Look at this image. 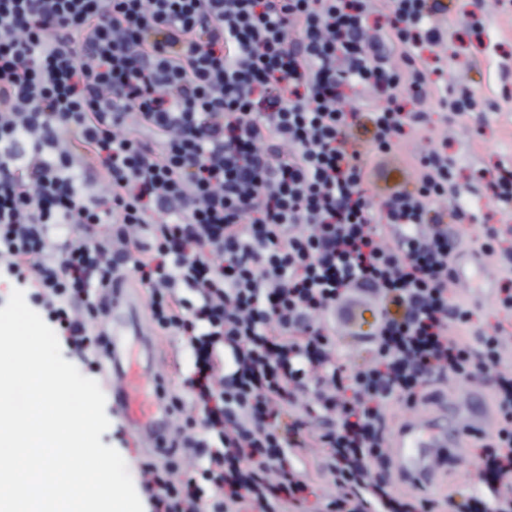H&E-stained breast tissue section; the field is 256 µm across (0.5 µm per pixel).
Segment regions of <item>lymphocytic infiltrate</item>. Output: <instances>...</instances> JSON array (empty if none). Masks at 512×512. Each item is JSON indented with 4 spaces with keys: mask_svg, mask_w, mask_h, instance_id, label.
Instances as JSON below:
<instances>
[{
    "mask_svg": "<svg viewBox=\"0 0 512 512\" xmlns=\"http://www.w3.org/2000/svg\"><path fill=\"white\" fill-rule=\"evenodd\" d=\"M446 0H0V271L32 282L59 336L113 278L193 354L194 412L143 460L151 512H512V373L497 333L448 292L455 159L432 109L461 118L424 52ZM432 141L427 152L415 139ZM406 169L408 181L395 180ZM95 175L100 190L88 194ZM374 321L361 330L364 312ZM368 353L354 364L337 338ZM456 380L496 426L463 498L396 494L393 406ZM325 448L320 496L302 451Z\"/></svg>",
    "mask_w": 512,
    "mask_h": 512,
    "instance_id": "f902f5d3",
    "label": "lymphocytic infiltrate"
}]
</instances>
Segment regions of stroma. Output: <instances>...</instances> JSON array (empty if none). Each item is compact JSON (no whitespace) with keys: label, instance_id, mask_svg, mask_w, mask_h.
Returning a JSON list of instances; mask_svg holds the SVG:
<instances>
[{"label":"stroma","instance_id":"stroma-1","mask_svg":"<svg viewBox=\"0 0 512 512\" xmlns=\"http://www.w3.org/2000/svg\"><path fill=\"white\" fill-rule=\"evenodd\" d=\"M471 9V0H451L443 65L449 89L473 90L476 110L460 120L439 110L431 117L448 131V151L456 159L455 198L477 212V221L461 228L466 239L474 240L483 225H512V215L488 205L481 177L499 165L512 166V0H486L487 27L479 38L456 25Z\"/></svg>","mask_w":512,"mask_h":512}]
</instances>
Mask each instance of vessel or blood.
Segmentation results:
<instances>
[{
    "mask_svg": "<svg viewBox=\"0 0 512 512\" xmlns=\"http://www.w3.org/2000/svg\"><path fill=\"white\" fill-rule=\"evenodd\" d=\"M477 295L493 291L482 273L479 257L461 258L454 269ZM112 321L105 372L112 407L146 452H158L169 436L173 411L163 396L157 364L164 352L141 315L139 292L113 288L108 309ZM490 426L484 395L469 391L456 401L440 405L425 419L400 428L393 437V461L399 479L417 493L432 490L437 468L434 457L459 458L465 440L484 435Z\"/></svg>",
    "mask_w": 512,
    "mask_h": 512,
    "instance_id": "b4317fda",
    "label": "vessel or blood"
}]
</instances>
